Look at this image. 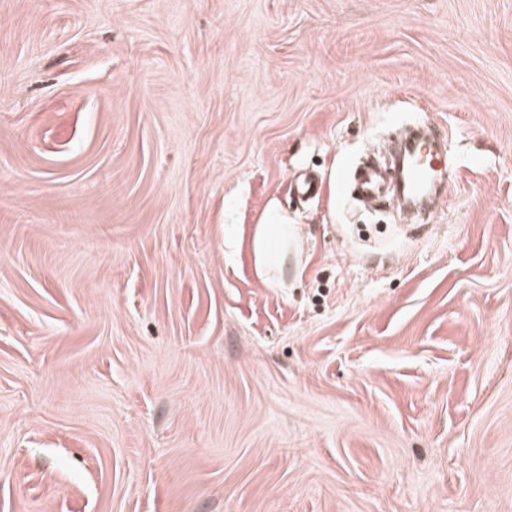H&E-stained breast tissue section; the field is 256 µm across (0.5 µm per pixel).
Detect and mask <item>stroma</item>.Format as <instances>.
<instances>
[{
    "instance_id": "obj_1",
    "label": "stroma",
    "mask_w": 512,
    "mask_h": 512,
    "mask_svg": "<svg viewBox=\"0 0 512 512\" xmlns=\"http://www.w3.org/2000/svg\"><path fill=\"white\" fill-rule=\"evenodd\" d=\"M0 512H512V0H0ZM427 129L435 143L432 146L412 143L407 149L402 172V185L404 192L409 196L427 195L435 175L445 168L447 169V154L439 149L440 142L435 132L429 127ZM434 144L438 146L436 149H434ZM426 136L423 129L405 128L389 143L377 145L362 156L370 157L384 167L388 171L390 184L384 206L357 200L353 214L354 224H371L380 219L394 224H409L427 213V208L410 204L398 188V174L406 145L413 140L425 139ZM276 242L281 252V261L284 250L288 246V214L272 207L263 214L254 233L253 252L259 275L267 276L274 267L273 250Z\"/></svg>"
}]
</instances>
